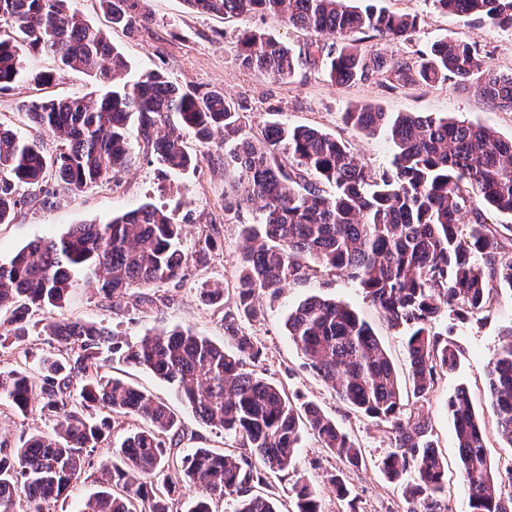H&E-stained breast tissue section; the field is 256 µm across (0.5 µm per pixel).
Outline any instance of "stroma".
Returning <instances> with one entry per match:
<instances>
[{
	"label": "stroma",
	"mask_w": 512,
	"mask_h": 512,
	"mask_svg": "<svg viewBox=\"0 0 512 512\" xmlns=\"http://www.w3.org/2000/svg\"><path fill=\"white\" fill-rule=\"evenodd\" d=\"M371 2L419 18V26L407 42L392 44L372 33L362 34L361 45L371 53L387 57L425 52L433 42L451 36L476 46L498 71L512 72V29L459 21L432 10L427 0ZM75 3L87 22L104 30L126 56L127 80L159 71L183 86L202 92L222 91L229 101L240 106L248 128L255 132L270 121L320 128L348 142L375 174L389 170L392 144L385 133L367 136L344 123V112L356 104L370 103L392 116L405 112L447 115L488 125L500 136L512 137V112L491 108L474 89H462L452 80L391 90L373 79L343 86L331 84L323 65L313 66L303 60L294 75L285 79L249 69L242 65L236 48L244 31L272 34L298 53L304 51L310 40L309 33L259 14L224 18L195 12L185 0H145L150 24L127 31L112 26L96 0ZM38 94V88L28 82L0 92V121L21 136H38L44 152L53 154L60 148L59 141L48 134L36 135L21 110L24 102ZM126 136L129 162L122 171L107 176L94 187L59 197L53 208L45 209L38 203L40 188L21 187L25 204L16 209L10 223L0 224V263L7 262L34 238L62 235L74 224H106L112 217L146 202L164 207L182 224V248L194 255V263L184 278L147 289V296L157 300L152 307L135 306L130 296L106 301L95 286L79 284L64 308L50 313L35 312L29 335L11 350L0 353V369H10L22 362L30 374H37L35 356L54 347L53 340L43 332V325L51 316L101 323L129 342L158 330L180 327L208 337L225 350H234L233 341L224 335L223 321L225 312L234 306L232 295L228 293L220 304L210 305L200 299L198 288L204 282L232 287L237 258L245 245L242 228L256 222L258 210L225 211L233 179L224 173V145L220 138L202 143L193 134H186L185 145L199 161L187 170L172 171L159 163L137 122H129ZM313 295L342 301L354 308L372 326L400 377L408 375L404 330L389 327L366 299L360 285L343 274L321 272L290 284L278 297L259 295L257 318L240 323L261 352L254 370L285 387L291 397L317 404L360 444L363 452L359 467L345 470L320 448L311 434H304L297 451L296 472L267 475L261 491L276 498L280 507H291V487L297 476L302 475L320 484L321 512H408L410 504L402 487L390 482L383 471V461L391 450L392 435L388 428L339 400L330 386L305 367L301 353L288 336V313ZM449 338L461 352L459 367L440 374L427 398L409 400L408 406L428 412L432 438L448 461L442 512H469V491L458 472L454 428L447 405L457 388L468 390L488 437L487 455L498 486L502 493L512 492V450L505 448L496 434V418L487 393L488 364L512 340V291L500 290L483 312L455 321ZM104 372L162 399L178 415L184 437L170 456V469L180 468L183 456L198 448L237 449L235 437L200 421L170 385L149 371L114 360L107 363ZM335 470L344 473L350 490L348 499H339L322 483L324 476Z\"/></svg>",
	"instance_id": "35a3bbf8"
}]
</instances>
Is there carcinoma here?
<instances>
[{
    "label": "carcinoma",
    "instance_id": "carcinoma-1",
    "mask_svg": "<svg viewBox=\"0 0 512 512\" xmlns=\"http://www.w3.org/2000/svg\"><path fill=\"white\" fill-rule=\"evenodd\" d=\"M142 0H99L115 27L149 23ZM200 13L238 17L259 13L307 31L304 58L324 62L335 85L378 75L392 88L430 85L454 78L473 87L496 109L512 111V74L496 70L477 49L441 39L415 57L384 59L360 46L357 33L373 32L391 42L410 40L417 17L387 12L355 0H185ZM434 9L463 22L512 29V0H428ZM328 34L339 45L318 36ZM242 63L273 78L293 75L298 57L267 33L245 32L237 41ZM56 58L53 71L33 72L28 55ZM80 70L108 86L100 100L72 96L23 104L32 125L62 142L46 154L0 121V224L24 204L21 185L35 186L47 173L56 188L39 199L53 207L61 192L81 191L121 171L128 162L126 127L138 121L159 161L171 170L190 167L194 156L184 131L203 141L224 137V167L238 172V193L225 208H257L261 228L243 229L235 308L224 313L229 352L209 338L182 328L146 335L130 344L106 326L50 320L43 331L55 342L41 357L36 381L20 368L0 369V404L15 413L56 418L53 433L36 434L9 450L0 448V512H50L91 467V453L111 444L122 417L142 421L100 464L115 486L96 492L80 512H170V494L184 484L195 497L183 512H212L214 500L233 497V512H280L277 500L252 492L264 471L295 470L303 430L342 464L357 467L360 445L313 402L297 403L284 387L246 369L260 351L238 327L258 314L256 293L274 297L311 272L336 271L357 282L391 327L407 329L408 379L418 400L437 376L454 368L460 351L435 324L465 311L477 314L499 288L512 290V246L501 238L485 210L512 216V139L482 124L452 117L388 113L359 105L345 123L368 135L390 132L391 170L375 176L362 158L335 136L309 126L276 122L254 135L241 112L218 91L180 87L159 72L136 81L125 75V56L106 34L90 26L72 0H0V90L24 79L45 88L57 75ZM333 188L329 192L326 187ZM470 216L468 240L458 237ZM181 225L146 203L108 224H74L61 237H44L0 263V349L28 335L32 306L63 307L78 279L97 283L104 299L150 288L181 276L190 263L178 248ZM224 289L204 282L200 299L220 302ZM305 367L321 377L351 409L394 430L384 461L388 479L426 512L445 491L447 467L422 411L404 415L399 375L371 326L348 305L310 297L285 322ZM141 365L172 385L207 425L240 439L243 452L198 448L172 474L167 454L184 436L181 421L163 402L119 378L102 374L114 358ZM487 389L497 435L512 448V342L490 365ZM461 474L469 488L470 512H512L486 455V438L469 393L448 400ZM295 512H320L313 482L297 478L291 488Z\"/></svg>",
    "mask_w": 512,
    "mask_h": 512
}]
</instances>
